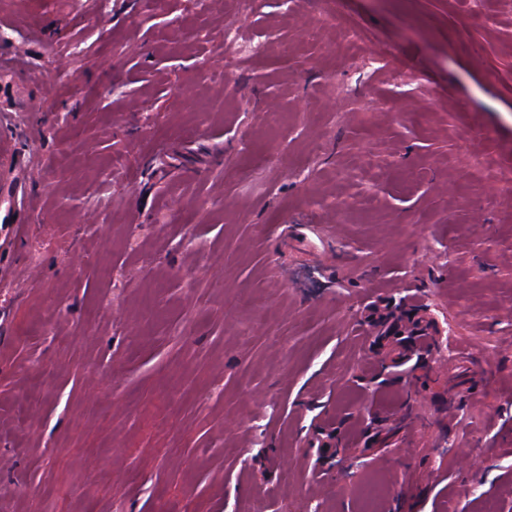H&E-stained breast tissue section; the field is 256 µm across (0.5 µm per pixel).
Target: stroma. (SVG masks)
I'll list each match as a JSON object with an SVG mask.
<instances>
[{"label": "stroma", "mask_w": 512, "mask_h": 512, "mask_svg": "<svg viewBox=\"0 0 512 512\" xmlns=\"http://www.w3.org/2000/svg\"><path fill=\"white\" fill-rule=\"evenodd\" d=\"M0 60V512H512V0H0Z\"/></svg>", "instance_id": "obj_1"}]
</instances>
